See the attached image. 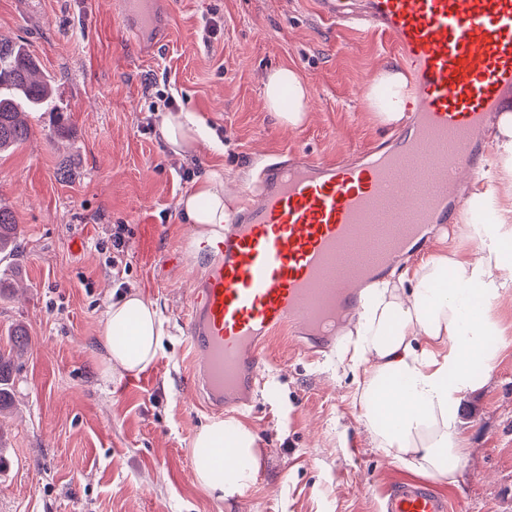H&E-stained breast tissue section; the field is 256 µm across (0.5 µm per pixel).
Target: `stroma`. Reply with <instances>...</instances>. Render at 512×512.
<instances>
[{
  "label": "stroma",
  "mask_w": 512,
  "mask_h": 512,
  "mask_svg": "<svg viewBox=\"0 0 512 512\" xmlns=\"http://www.w3.org/2000/svg\"><path fill=\"white\" fill-rule=\"evenodd\" d=\"M151 9L140 54L123 0H0V36L26 44L53 78L58 107L28 113L30 138L0 155V206L21 241L14 271L0 276V335L21 327L31 339L0 413L10 460L0 512H379L382 488L408 472L371 447L336 351L310 354L277 338L251 406H194L182 321L205 271L185 259L193 227L178 202L192 188L187 168L248 172L262 154L290 148L331 161L387 140L394 129L374 118L367 92L399 62L384 38L337 31L313 0H153ZM213 20L217 33L203 41ZM281 66L310 89L297 130L264 106L263 81ZM160 90L214 141L181 157L146 131ZM59 117L69 131L49 138ZM498 164L493 221L512 265V156ZM120 225L126 245L116 254ZM130 290L160 309L163 350L146 370L105 380V309ZM493 315L492 377L453 406L466 463L457 483L436 484L454 512H512V297ZM218 418L259 437L254 483L225 501L196 485L189 456L196 432Z\"/></svg>",
  "instance_id": "35a3bbf8"
}]
</instances>
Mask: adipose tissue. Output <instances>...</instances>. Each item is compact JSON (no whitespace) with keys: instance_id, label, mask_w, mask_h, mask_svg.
<instances>
[{"instance_id":"ef3b65f1","label":"adipose tissue","mask_w":512,"mask_h":512,"mask_svg":"<svg viewBox=\"0 0 512 512\" xmlns=\"http://www.w3.org/2000/svg\"><path fill=\"white\" fill-rule=\"evenodd\" d=\"M405 75L393 68L378 72L368 93L371 112L382 123L401 124L398 98ZM265 106L285 128L295 130L308 118L309 90L292 69L268 74ZM158 128L176 154L195 149L207 135L204 124L187 112H167ZM223 168L211 169L179 206L194 230L187 245L195 251L205 239L222 235L236 211L238 196ZM499 247L468 252L443 243L399 275L364 284L363 302L344 330L350 369L357 387L352 399L373 448L389 462L419 476L456 483L463 467L466 437L450 405L460 394L485 385L497 351L491 337L498 326L492 309L503 289L494 275L505 272ZM480 290L479 315L466 319L472 290ZM165 330L159 311L133 291L105 311L100 344V375H135L157 358ZM258 437L235 419L214 420L191 442L194 479L209 496L224 500L243 495L258 470ZM231 448L232 461L220 459Z\"/></svg>"}]
</instances>
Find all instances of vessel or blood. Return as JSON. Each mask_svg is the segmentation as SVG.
<instances>
[{
    "mask_svg": "<svg viewBox=\"0 0 512 512\" xmlns=\"http://www.w3.org/2000/svg\"><path fill=\"white\" fill-rule=\"evenodd\" d=\"M338 28L379 35L409 77L407 123L391 147L361 162L300 157L262 171L221 237L203 241L207 274L184 318L194 368L216 402L248 405L263 383L264 350L277 337L330 346L360 304L359 283L467 212L460 169L487 183V124L512 101V0H316ZM383 512H453L424 481L389 487Z\"/></svg>",
    "mask_w": 512,
    "mask_h": 512,
    "instance_id": "1",
    "label": "vessel or blood"
}]
</instances>
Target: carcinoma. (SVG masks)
Wrapping results in <instances>:
<instances>
[{"label": "carcinoma", "mask_w": 512, "mask_h": 512, "mask_svg": "<svg viewBox=\"0 0 512 512\" xmlns=\"http://www.w3.org/2000/svg\"><path fill=\"white\" fill-rule=\"evenodd\" d=\"M53 80L21 43L0 40V153L12 151L30 136L24 112H53ZM18 225L12 212L0 206V261L17 252ZM10 352L0 350V406L10 400L14 386L12 351L24 352L29 336L22 330L9 335Z\"/></svg>", "instance_id": "1"}]
</instances>
